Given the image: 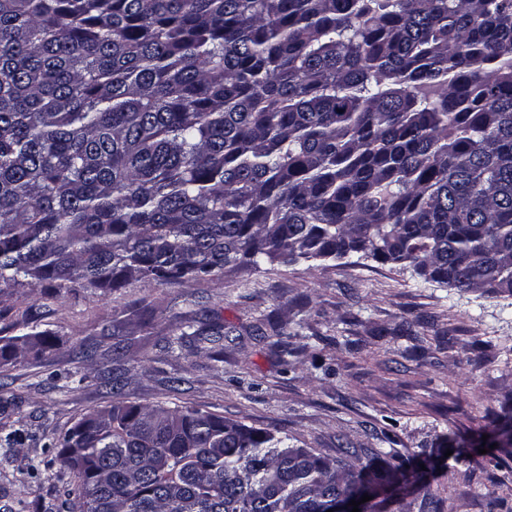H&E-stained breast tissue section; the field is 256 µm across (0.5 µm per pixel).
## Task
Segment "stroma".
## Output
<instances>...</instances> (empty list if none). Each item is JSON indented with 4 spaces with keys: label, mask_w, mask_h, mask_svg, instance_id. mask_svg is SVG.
<instances>
[{
    "label": "stroma",
    "mask_w": 512,
    "mask_h": 512,
    "mask_svg": "<svg viewBox=\"0 0 512 512\" xmlns=\"http://www.w3.org/2000/svg\"><path fill=\"white\" fill-rule=\"evenodd\" d=\"M215 323L235 329L221 354L173 342ZM26 332L56 347L0 363V512H63L75 477L55 442L116 386L125 401L207 410L323 457L353 448L378 471L439 460L422 503L388 512H512V469L481 453L477 431L512 413V296L354 256L105 295L0 286V337ZM460 437L474 448L464 465L448 454Z\"/></svg>",
    "instance_id": "1"
}]
</instances>
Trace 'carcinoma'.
Segmentation results:
<instances>
[{
  "mask_svg": "<svg viewBox=\"0 0 512 512\" xmlns=\"http://www.w3.org/2000/svg\"><path fill=\"white\" fill-rule=\"evenodd\" d=\"M351 255L512 296V0H0V284L105 294ZM22 347L52 342L11 336L0 359ZM113 394L56 443L67 512H319L370 481L425 487ZM482 432L512 449L511 415Z\"/></svg>",
  "mask_w": 512,
  "mask_h": 512,
  "instance_id": "obj_1",
  "label": "carcinoma"
}]
</instances>
